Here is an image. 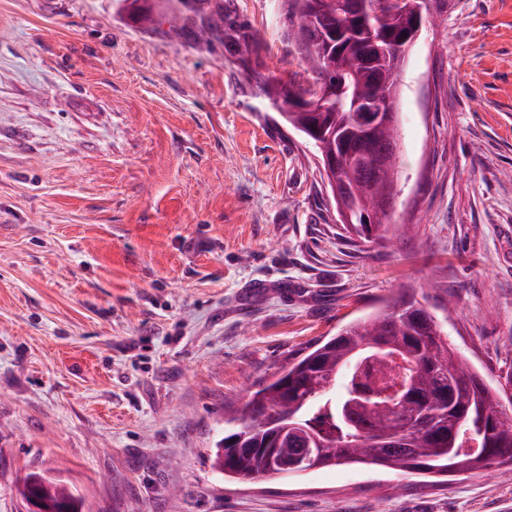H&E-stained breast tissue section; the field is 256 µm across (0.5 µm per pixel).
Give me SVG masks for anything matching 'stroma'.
<instances>
[{
    "instance_id": "obj_1",
    "label": "stroma",
    "mask_w": 512,
    "mask_h": 512,
    "mask_svg": "<svg viewBox=\"0 0 512 512\" xmlns=\"http://www.w3.org/2000/svg\"><path fill=\"white\" fill-rule=\"evenodd\" d=\"M296 23L293 0H0V512L33 472L85 512H512L488 469L211 467L250 391L403 290L512 395V0H444L410 48L383 241L348 238L262 85L302 74Z\"/></svg>"
}]
</instances>
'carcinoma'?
Wrapping results in <instances>:
<instances>
[{
	"instance_id": "carcinoma-1",
	"label": "carcinoma",
	"mask_w": 512,
	"mask_h": 512,
	"mask_svg": "<svg viewBox=\"0 0 512 512\" xmlns=\"http://www.w3.org/2000/svg\"><path fill=\"white\" fill-rule=\"evenodd\" d=\"M346 0H293L297 15L294 39L305 61V78L291 84L313 96L317 86L345 82L349 90L369 97L381 82L399 85V74L369 65L373 41L380 33L365 22H345ZM393 41L413 42L410 20L396 16L383 25ZM341 32L338 42L331 33ZM285 123L316 143L320 154H358L399 138L398 128L370 129L353 123L344 106L329 104L320 112H285ZM356 170L345 173L340 198L355 207L347 233L369 240L385 237L388 224L373 219L361 200ZM370 336L384 350L373 357L398 353L409 365L403 379L413 400L376 395L355 406L358 360ZM316 449L320 467H383L411 475L450 476L486 467L485 455L507 457L499 476L512 480V408L474 369L459 361L436 317L414 295L403 291L381 307L339 328L262 382L236 412L224 419V433L211 447L212 467L242 480L299 474L310 470L296 449ZM36 494L57 510L82 512L84 503L58 479L29 475L23 498Z\"/></svg>"
}]
</instances>
